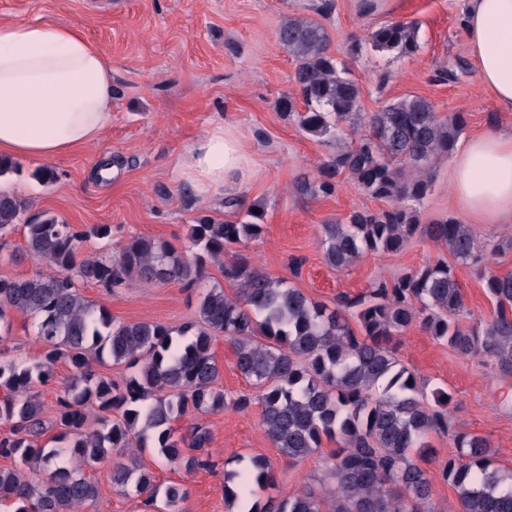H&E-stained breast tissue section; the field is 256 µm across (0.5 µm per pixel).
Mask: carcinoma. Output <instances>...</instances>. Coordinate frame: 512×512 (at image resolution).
<instances>
[{"label": "carcinoma", "instance_id": "carcinoma-1", "mask_svg": "<svg viewBox=\"0 0 512 512\" xmlns=\"http://www.w3.org/2000/svg\"><path fill=\"white\" fill-rule=\"evenodd\" d=\"M418 23L386 22L370 35L381 51L417 50ZM279 43L295 58L294 82L307 107L297 112L292 98L282 100L285 115L314 137H336L340 123L360 115V91L349 72L338 68L330 36L318 21L290 17L278 28ZM464 127V118H446L426 99L409 96L365 116V131L320 168V183H297L302 193L332 194L343 174L372 197L388 203L376 212L356 210L346 222L321 225L320 245L327 265L345 269L366 253H390L419 233L463 264L476 268L495 314L478 327L460 325L464 304L454 269L438 260L393 279H379L366 292L346 295L334 307L309 298L301 289L253 266L236 254L224 264V279L239 291L231 297L221 286L199 295L195 317L174 328L162 323L121 322L104 307L89 303L80 285L108 290L136 277L146 284L177 283L197 289L207 261H221L230 245H247L263 227L248 219L215 223L201 218L189 227L188 246L178 250L165 240L133 237L117 255H85L83 242L112 240V225L88 231L47 212L29 213V202L0 192V240L17 230L25 254L45 266L26 277L0 278V339L8 337L11 314L31 319L41 360L0 362V457L15 463L0 468V504L14 512H78L96 503L99 491L82 466L115 450L133 447L146 435L171 464L191 471L210 468L209 459L184 449L206 447L210 431L198 424L174 437L172 423L187 415L224 409L221 371L212 352L217 337L235 349L236 367L258 389L261 424L288 460L312 454L323 438L339 443L325 473L336 485L326 500L321 485L309 483L288 496H269L251 512H437L432 499L434 475L421 467L413 451L429 447L432 434L448 436L456 454L439 469L458 496L459 512H512V473L493 466L488 441L452 428L443 392L427 396L414 374L389 346L394 335L419 323L428 334L465 356L495 361L500 374L512 376V273L498 274L471 227L448 218L420 224L416 204L424 198L428 175L448 157ZM358 328H353L350 320ZM65 360L71 377L56 397L55 423L69 445L47 447L39 387L53 377V365ZM138 367L124 382H114L93 365ZM95 412L88 426L87 408ZM120 416H112V412ZM45 480L25 472L48 467ZM262 491L274 484L271 467L255 460L252 470L225 478ZM112 484L124 494L145 496L144 505L185 512L188 490L180 483L160 487L137 464H112Z\"/></svg>", "mask_w": 512, "mask_h": 512}]
</instances>
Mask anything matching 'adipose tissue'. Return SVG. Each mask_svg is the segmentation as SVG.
Segmentation results:
<instances>
[{
	"mask_svg": "<svg viewBox=\"0 0 512 512\" xmlns=\"http://www.w3.org/2000/svg\"><path fill=\"white\" fill-rule=\"evenodd\" d=\"M463 25L482 87L512 112V0H467ZM113 95L112 66L81 28L0 20V155L42 160L94 144L112 122ZM248 164L235 130L219 123L176 176L207 199ZM451 185L478 223L511 224L512 129L470 139Z\"/></svg>",
	"mask_w": 512,
	"mask_h": 512,
	"instance_id": "obj_1",
	"label": "adipose tissue"
}]
</instances>
